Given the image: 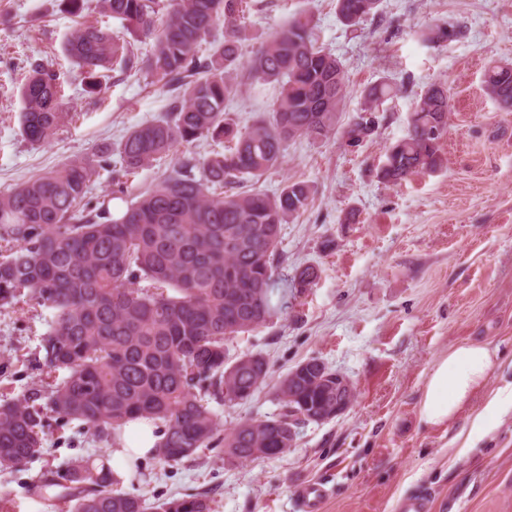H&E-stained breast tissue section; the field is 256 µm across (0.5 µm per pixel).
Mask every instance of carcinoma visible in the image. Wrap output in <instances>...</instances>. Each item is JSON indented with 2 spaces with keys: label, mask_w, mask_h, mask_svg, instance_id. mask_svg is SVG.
<instances>
[{
  "label": "carcinoma",
  "mask_w": 512,
  "mask_h": 512,
  "mask_svg": "<svg viewBox=\"0 0 512 512\" xmlns=\"http://www.w3.org/2000/svg\"><path fill=\"white\" fill-rule=\"evenodd\" d=\"M335 2L354 29L381 0ZM95 9L120 20L133 41L96 25L65 40L86 92L99 94L115 71L144 73L170 95V109L130 131L117 160L105 145L92 163L65 164L0 196V308L27 290L53 311L41 344L43 385L0 399V468L18 470L43 454L44 407L101 436L151 420L161 436L156 455L169 465L203 448L220 447L237 463L280 456L310 413L336 404V389L317 381L318 365L278 381L272 417L223 433L211 407L251 399L269 376L262 354L231 362L226 344L292 308L318 278L314 266L284 274L278 253L282 225L307 209L310 186L289 181L271 196L256 184L292 140L370 138L397 88L384 78L365 87L361 107L340 127L346 70L318 43L307 11L250 48L249 0H95ZM218 26L220 41L212 38ZM143 38L151 40L145 54L134 45ZM254 83L273 84L278 95L269 118L241 128L226 107ZM482 85L512 110V63H490ZM19 98L24 139L50 142L69 112L59 75L30 62ZM449 112L446 84H430L406 135L386 149L378 181L400 185L443 168ZM202 138L230 146L203 160L185 154L156 182L131 188L129 177ZM99 169L111 171L112 199L125 208L93 201ZM121 482L109 466L80 460L34 488H62L68 512H211L202 495L151 508L118 489Z\"/></svg>",
  "instance_id": "cac0c4a2"
}]
</instances>
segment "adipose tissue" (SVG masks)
<instances>
[{"label": "adipose tissue", "instance_id": "1", "mask_svg": "<svg viewBox=\"0 0 512 512\" xmlns=\"http://www.w3.org/2000/svg\"><path fill=\"white\" fill-rule=\"evenodd\" d=\"M495 353L484 344L451 349L432 365L419 405V417L429 426L455 422L486 383Z\"/></svg>", "mask_w": 512, "mask_h": 512}]
</instances>
